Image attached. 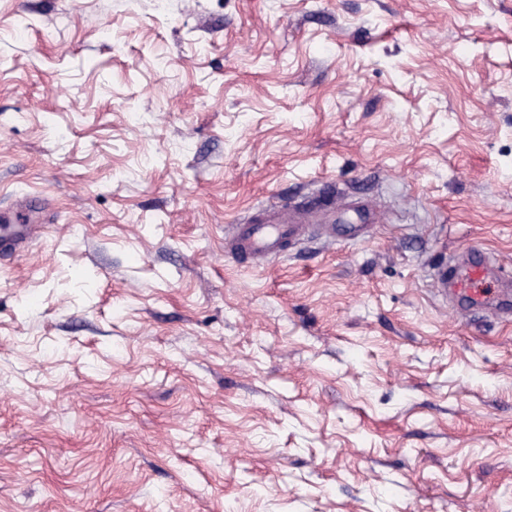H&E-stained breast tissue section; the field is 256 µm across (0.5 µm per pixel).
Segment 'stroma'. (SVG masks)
Wrapping results in <instances>:
<instances>
[{"mask_svg":"<svg viewBox=\"0 0 512 512\" xmlns=\"http://www.w3.org/2000/svg\"><path fill=\"white\" fill-rule=\"evenodd\" d=\"M7 208L0 512H512V0H0ZM325 218L319 200L307 199L287 208L263 209L252 223L236 224L229 253L237 261L256 263L279 255L286 243L302 240L310 228L320 227L325 242L336 240V224H316ZM40 224H2L0 228V251L16 250L28 239L41 231ZM490 257L485 253L470 252L460 255L452 263L443 260L434 270L432 290L437 297L448 302V296L456 300L458 310L492 309L507 313L510 302L500 294L491 295L483 284L491 279Z\"/></svg>","mask_w":512,"mask_h":512,"instance_id":"obj_1","label":"stroma"}]
</instances>
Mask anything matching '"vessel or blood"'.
<instances>
[{"label": "vessel or blood", "mask_w": 512, "mask_h": 512, "mask_svg": "<svg viewBox=\"0 0 512 512\" xmlns=\"http://www.w3.org/2000/svg\"><path fill=\"white\" fill-rule=\"evenodd\" d=\"M325 214L317 199L311 198L294 207H270L253 217L251 223L235 227L229 247L236 260L256 263L280 254L286 244L302 240L310 228L320 227L326 242L336 239L335 225L325 223ZM41 231L37 224H5L0 226V250H14ZM492 267L486 253H469L455 261H441L434 270L433 291L437 297L452 298L460 310L491 309L512 311V301L490 294L484 284Z\"/></svg>", "instance_id": "obj_1"}]
</instances>
